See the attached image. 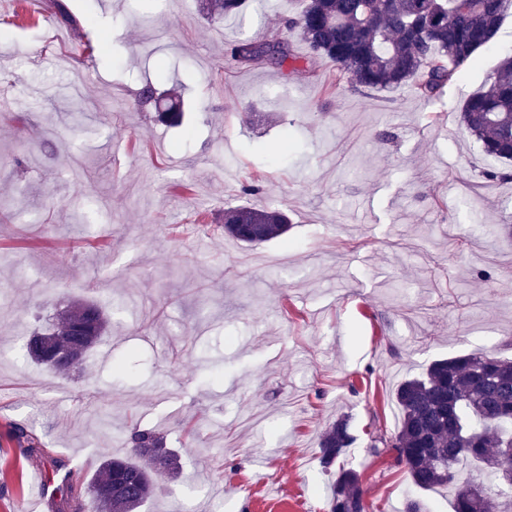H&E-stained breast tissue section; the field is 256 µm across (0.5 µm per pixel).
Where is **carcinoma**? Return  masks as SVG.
I'll return each instance as SVG.
<instances>
[{
    "label": "carcinoma",
    "instance_id": "1",
    "mask_svg": "<svg viewBox=\"0 0 512 512\" xmlns=\"http://www.w3.org/2000/svg\"><path fill=\"white\" fill-rule=\"evenodd\" d=\"M203 15L233 18L244 0H206ZM57 23L78 29L92 23L79 17L68 0H41ZM512 0H304L289 28L298 30L308 54L336 66V80L361 90H393L413 84L430 99L460 80L463 68L478 52L491 47ZM288 43L238 41L231 58L239 66L275 60L284 63ZM142 105H154L177 124V104L158 102L151 87L138 94ZM460 121L481 143L483 151L512 162V55L501 58L487 87L462 103ZM224 232L255 245L281 237L288 216L271 207L224 209ZM106 310L78 302L61 312L43 332L47 339L27 337L25 355L59 374L70 367L46 357L66 347L85 363L108 331ZM399 410L397 431L374 437L373 449L393 448L412 484L420 491L455 487L454 512H512V484L502 480L493 463L501 438L512 429V359L483 352L433 361L426 372L406 378L395 389ZM354 442L349 420L341 417L320 438V463L336 468L329 512H368L360 477L345 465V449ZM130 453L104 460L93 477L76 470L55 471L57 482L72 495V510L137 512L157 489L159 480L178 469V457L160 433L134 426L126 438Z\"/></svg>",
    "mask_w": 512,
    "mask_h": 512
}]
</instances>
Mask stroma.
Wrapping results in <instances>:
<instances>
[{
	"label": "stroma",
	"mask_w": 512,
	"mask_h": 512,
	"mask_svg": "<svg viewBox=\"0 0 512 512\" xmlns=\"http://www.w3.org/2000/svg\"><path fill=\"white\" fill-rule=\"evenodd\" d=\"M70 3L92 25L0 0V512H58L36 472L92 475L134 424L180 462L141 512H328L318 442L342 416L369 512L415 494L452 512V490L417 493L371 437L433 360L512 356V165L485 179L500 163L459 119L512 53V14L426 100L335 83L286 27L300 0L211 25L198 0ZM273 29L293 61L232 63ZM148 81L182 125L139 106ZM248 171L259 194L239 192ZM235 205L279 208L288 230L225 236ZM71 301L110 308L111 334L69 375L26 363L20 336Z\"/></svg>",
	"instance_id": "stroma-1"
}]
</instances>
